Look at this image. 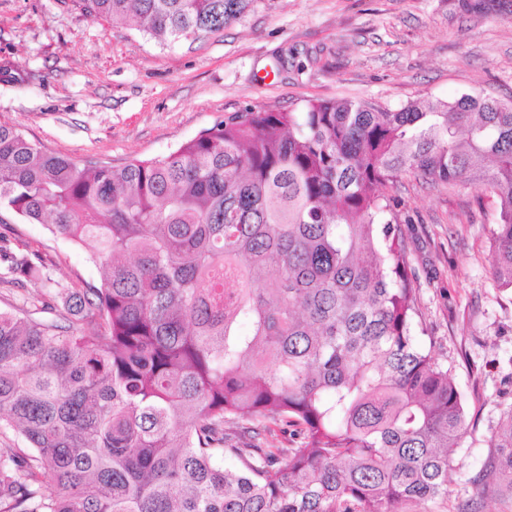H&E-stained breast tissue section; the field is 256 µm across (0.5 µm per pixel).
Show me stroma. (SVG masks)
I'll use <instances>...</instances> for the list:
<instances>
[{
  "label": "stroma",
  "mask_w": 512,
  "mask_h": 512,
  "mask_svg": "<svg viewBox=\"0 0 512 512\" xmlns=\"http://www.w3.org/2000/svg\"><path fill=\"white\" fill-rule=\"evenodd\" d=\"M0 124L41 150L121 166L168 153L247 105L300 111L351 99L396 108L484 92L512 99V0H254L223 33L162 44L90 15L83 0H0ZM419 310L416 335L448 365L467 433L448 494L399 512H512L479 478L491 428L512 409V288L490 271L495 197L402 177L390 190ZM0 244L37 255L70 290L100 286L87 247L0 217Z\"/></svg>",
  "instance_id": "1"
}]
</instances>
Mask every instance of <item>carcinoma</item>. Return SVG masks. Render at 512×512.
<instances>
[{"label": "carcinoma", "mask_w": 512, "mask_h": 512, "mask_svg": "<svg viewBox=\"0 0 512 512\" xmlns=\"http://www.w3.org/2000/svg\"><path fill=\"white\" fill-rule=\"evenodd\" d=\"M163 42L220 34L253 0H84ZM403 176L499 200L512 288V102L259 106L122 167L0 125V212L91 246L102 284L68 328L0 310V512H397L448 495L466 411L414 334ZM7 271L41 275L27 253ZM293 432L296 448L267 438ZM483 489L512 495V409ZM53 491L44 493V483Z\"/></svg>", "instance_id": "cac0c4a2"}]
</instances>
